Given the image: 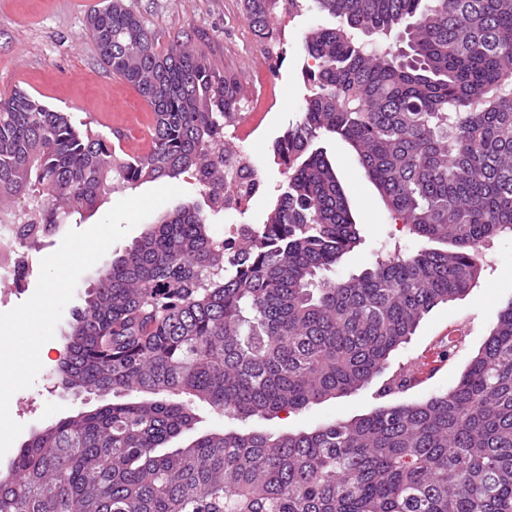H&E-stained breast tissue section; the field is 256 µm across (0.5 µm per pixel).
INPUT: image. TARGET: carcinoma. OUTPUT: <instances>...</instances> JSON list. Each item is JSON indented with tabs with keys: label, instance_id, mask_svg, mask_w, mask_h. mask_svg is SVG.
Wrapping results in <instances>:
<instances>
[{
	"label": "carcinoma",
	"instance_id": "carcinoma-1",
	"mask_svg": "<svg viewBox=\"0 0 512 512\" xmlns=\"http://www.w3.org/2000/svg\"><path fill=\"white\" fill-rule=\"evenodd\" d=\"M305 111L276 143L285 181L237 241L220 209L157 216L73 313L64 388L134 392L33 433L0 467V512H512V298L454 387L310 430L195 433L202 404L272 420L369 385L438 304L477 286L512 234V0H310ZM244 0L274 45L277 8ZM101 62L153 113L133 156L16 90L0 99V224H80L147 181H224L213 159L238 77L159 48L119 0L91 13ZM344 141L394 220L426 245L332 273L361 241L319 146ZM411 388L404 374L386 395ZM188 434V444L171 448Z\"/></svg>",
	"mask_w": 512,
	"mask_h": 512
}]
</instances>
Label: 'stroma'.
Instances as JSON below:
<instances>
[{
	"label": "stroma",
	"instance_id": "stroma-1",
	"mask_svg": "<svg viewBox=\"0 0 512 512\" xmlns=\"http://www.w3.org/2000/svg\"><path fill=\"white\" fill-rule=\"evenodd\" d=\"M100 0H0V98L20 89L49 107L69 113L74 124L90 123L93 131L108 139L135 140L147 132L151 112L129 83L115 77L99 59L97 47L86 31L87 16ZM162 42L179 40L202 52L219 71L234 73L248 81L258 65L268 66V97L264 118L251 138L250 148L259 167V186L246 206L245 215L230 214L213 228L224 236L229 224L263 223L278 194L284 176L271 160L275 141L301 115L307 89L306 60L301 49L306 31L322 24L316 11L291 19L276 15L281 29V54L269 53L266 42L250 29L244 18L243 0H121ZM323 145L348 196L352 212L361 225L362 242L344 261L342 274L358 271L377 253L398 248L404 251L421 241L396 224L375 186L359 166L350 147L341 140ZM496 258L485 263L477 287L463 299L436 306L419 324L409 343L391 353L389 373H397L419 357L438 333L449 324L463 323L466 339L453 360L442 370L410 389L406 397L416 400L428 393L452 388L462 371L482 346L496 314L512 298V235L494 241ZM382 379L348 396L309 407L299 414H280L264 420L239 421L207 407H197V432L216 428L240 431H298L342 417L371 412L387 404L381 393ZM121 393L73 394L60 383L56 365H43L34 384L18 391L11 415L23 424L22 438L49 422L83 410L124 401Z\"/></svg>",
	"mask_w": 512,
	"mask_h": 512
}]
</instances>
